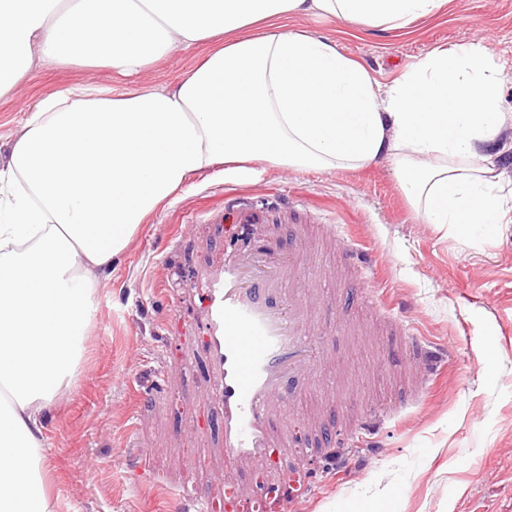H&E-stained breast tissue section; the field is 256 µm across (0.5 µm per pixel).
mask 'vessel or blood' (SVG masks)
Here are the masks:
<instances>
[{
    "label": "vessel or blood",
    "mask_w": 512,
    "mask_h": 512,
    "mask_svg": "<svg viewBox=\"0 0 512 512\" xmlns=\"http://www.w3.org/2000/svg\"><path fill=\"white\" fill-rule=\"evenodd\" d=\"M307 251L304 245L286 251L268 240L237 249L200 280L212 378L205 403L221 411L224 491L240 512H251L253 501L241 492L233 472L263 471L287 484L289 495L299 490L287 460L272 463L271 451L288 444L289 392L322 367L314 329L317 288L296 278ZM389 323L391 335L405 337L409 361L428 359L429 345L409 334L404 317Z\"/></svg>",
    "instance_id": "obj_1"
}]
</instances>
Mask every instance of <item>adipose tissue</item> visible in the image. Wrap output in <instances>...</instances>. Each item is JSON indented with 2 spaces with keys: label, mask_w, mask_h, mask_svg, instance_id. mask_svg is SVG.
Masks as SVG:
<instances>
[{
  "label": "adipose tissue",
  "mask_w": 512,
  "mask_h": 512,
  "mask_svg": "<svg viewBox=\"0 0 512 512\" xmlns=\"http://www.w3.org/2000/svg\"><path fill=\"white\" fill-rule=\"evenodd\" d=\"M446 0H0V98L34 66L142 75L195 50L171 87L61 86L27 107L0 159V512H55L43 417L70 386L97 294L140 224L198 174L264 162L388 159L425 223L504 222L505 125L484 48L435 50L389 90L289 18L385 30Z\"/></svg>",
  "instance_id": "ef3b65f1"
}]
</instances>
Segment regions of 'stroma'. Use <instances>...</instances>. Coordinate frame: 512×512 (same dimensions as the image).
I'll use <instances>...</instances> for the list:
<instances>
[{"instance_id":"35a3bbf8","label":"stroma","mask_w":512,"mask_h":512,"mask_svg":"<svg viewBox=\"0 0 512 512\" xmlns=\"http://www.w3.org/2000/svg\"><path fill=\"white\" fill-rule=\"evenodd\" d=\"M292 27L335 39L338 50L389 87L437 48L478 44L502 71V110L512 114V0H448L403 30L297 17ZM193 63L175 49L142 76L107 68L33 69L0 99V144L15 136L23 106L62 85L124 89L172 86ZM266 214L295 202L336 238L315 247L310 272L365 266L357 287L336 286L316 303L327 342L324 374L342 380L335 398L319 383L293 397L294 432L316 433L330 406L343 429L384 405L368 443L341 449L336 463L314 457L308 499L293 512H512V223L469 238L423 223L392 164L361 170L253 164L241 176L216 166L196 176L140 225L101 278L85 353L71 386L46 414L47 462L56 512H221L219 421L200 406L209 381L194 283L224 254L231 224L224 201ZM405 306L419 337L441 358L433 389L398 397L409 366L390 362L380 337L355 327L376 320L369 295Z\"/></svg>"}]
</instances>
